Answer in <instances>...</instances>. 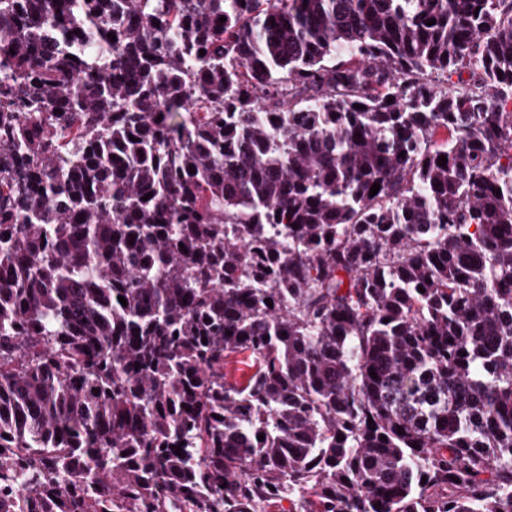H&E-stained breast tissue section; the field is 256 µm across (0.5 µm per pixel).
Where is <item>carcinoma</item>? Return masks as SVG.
Instances as JSON below:
<instances>
[{
    "instance_id": "1",
    "label": "carcinoma",
    "mask_w": 512,
    "mask_h": 512,
    "mask_svg": "<svg viewBox=\"0 0 512 512\" xmlns=\"http://www.w3.org/2000/svg\"><path fill=\"white\" fill-rule=\"evenodd\" d=\"M509 106L512 0H0V512H512Z\"/></svg>"
}]
</instances>
